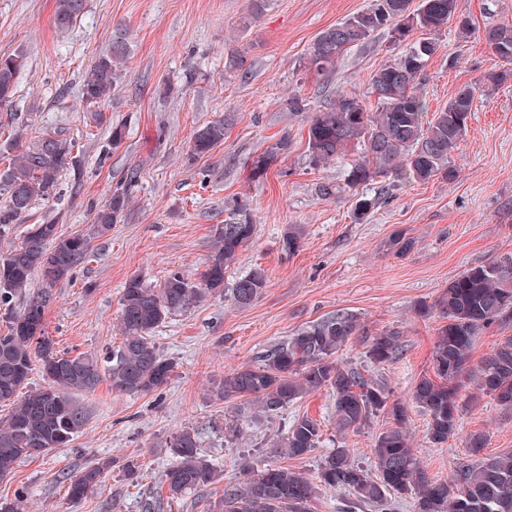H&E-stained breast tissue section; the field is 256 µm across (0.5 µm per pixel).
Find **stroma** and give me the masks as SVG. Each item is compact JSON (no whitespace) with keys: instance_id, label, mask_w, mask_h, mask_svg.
I'll return each mask as SVG.
<instances>
[{"instance_id":"obj_1","label":"stroma","mask_w":512,"mask_h":512,"mask_svg":"<svg viewBox=\"0 0 512 512\" xmlns=\"http://www.w3.org/2000/svg\"><path fill=\"white\" fill-rule=\"evenodd\" d=\"M371 0H88L72 30L58 34L55 0H0V56L24 51L12 103L0 108V144L15 136L59 133L73 139L75 162L61 174L59 203L36 202L25 223L0 238V252L18 244L28 225L55 219L58 231L92 235L91 256L71 279L53 288L44 315L58 350L98 358L123 338L120 299L133 276L160 286L178 271L190 281L216 249L214 229L234 203L245 204L255 226L252 242L226 271V283L263 269L267 286L246 307L229 294L207 296L169 316L152 333L160 354L174 364L167 385L126 393L101 381L84 394L89 421L67 447L21 459L0 480V502H21L24 512H224L226 483H245L257 470L285 467L317 479L337 445L373 469L377 436L393 427L379 415L357 430L336 429L334 396L322 387L275 414L248 399L224 400L216 391L230 370L254 364L302 328L343 310L355 314L361 335L337 353L340 363L383 386L406 411L405 428L427 475L448 482L468 459V438L481 433L489 454L512 452V410L471 385L459 391L458 428L448 442L427 436V416L412 398L416 382L432 371V351L445 320L435 301L466 268L512 255V77L495 89L480 77L502 69L484 40L486 26L512 22V0H457L474 22L459 37L455 23L436 32L439 48L420 86L428 112L447 104L464 84L476 85L467 132L451 154L454 179L426 183L379 177L357 191L324 198L320 183H339L344 161L313 166L307 127L311 113L347 95L373 108L370 78L400 55L403 44L387 30L345 51L332 69L316 72L308 50L324 30L367 10ZM128 35L129 55L112 100L99 111L82 100L83 79L115 29ZM241 55L246 71L233 69ZM308 109L291 112L288 95ZM234 120L209 154L190 152L196 130L224 114ZM126 127L119 147L112 124ZM287 141L267 174L250 175L252 159ZM132 178L131 205L102 235L95 211L118 182ZM376 205L355 220L360 196ZM300 233L286 251L289 229ZM411 247L397 252L396 235ZM431 305L428 316L415 313ZM396 329L404 351L391 362H371L367 337ZM316 419L323 441L291 458L279 443L295 419ZM195 432L202 454L223 479L180 497L170 495L165 473L176 458L177 433ZM107 468L97 488L71 502L66 479L87 465Z\"/></svg>"}]
</instances>
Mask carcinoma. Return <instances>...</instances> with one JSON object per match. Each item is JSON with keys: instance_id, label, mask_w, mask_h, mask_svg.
Returning <instances> with one entry per match:
<instances>
[{"instance_id": "cac0c4a2", "label": "carcinoma", "mask_w": 512, "mask_h": 512, "mask_svg": "<svg viewBox=\"0 0 512 512\" xmlns=\"http://www.w3.org/2000/svg\"><path fill=\"white\" fill-rule=\"evenodd\" d=\"M409 0H373L371 8L325 31L308 52V64L316 71L333 67L349 48L367 42L383 28L392 39L407 36L414 29L439 31L457 19L458 35L471 32L472 20L456 14L457 0H420L408 11ZM87 0H55L53 24L68 32L84 14ZM487 45L509 65L503 71L483 76L493 87L512 75V23L485 29ZM126 35L114 32L108 50L95 56L82 86V99L89 106L109 100L121 78L127 56ZM437 52L432 39L409 46L403 54L381 66L371 77L378 99L369 111L356 99L341 96L336 103L313 114L307 129L311 161L327 163L345 156L348 146L362 144L361 155L346 162L344 187L357 189L381 175L402 181L427 182L436 176L448 180L455 170L448 158L466 133L472 112L474 88L460 86L448 104L428 114L419 91V79L430 57ZM26 54L19 51L0 57V105L14 97ZM231 118L217 119L200 127L191 141V153L203 156L224 141ZM288 143L280 141L250 163L253 177L266 174ZM11 154L0 169V237L22 223L37 200L57 196L61 172L73 163L75 142L59 135H45L27 143L16 136L3 146ZM130 203L129 189L116 186L97 211V232L106 233L124 216ZM247 208L239 204L229 219L216 228L217 251L202 272L199 288L179 271L171 272L159 289L139 277L129 278L121 297L124 340L107 355V368L85 355L71 356L56 350L55 341L44 326L52 288L70 278L86 262L91 238L85 234L58 235L50 219L27 230L22 241L0 253V310L8 316L6 333H0V404H13L12 413L0 426V479L8 477L21 459L35 453L66 446L89 419L88 409L78 399L82 392L95 390L107 375L117 392H151L168 383L174 363L160 354L151 334L168 316L189 309L212 293L224 292L226 270L237 260L240 249L253 238ZM41 276L34 289L33 274ZM267 278L254 269L237 278L231 286L233 302L245 307L266 288ZM446 319L437 334L433 351L435 378L423 377L412 397L428 415V436L442 444L455 433L459 406L458 389L465 382L492 397L500 406L512 408V336L470 369L471 352L477 334L497 322L512 321V264L489 262L471 266L448 283L433 305H419L426 316L430 307ZM360 330L357 317L338 311L307 326L279 347L268 351L252 365L241 366L224 376L220 394L226 400L248 398L259 411L279 412L309 390L329 388L335 396L336 425L346 432L367 424L387 412L396 426L380 433L373 448L376 475L356 464L350 449L337 447L322 462L319 483L345 489L375 512H387L391 495H414L415 512H512V453L483 455L484 436L468 439L471 462H460L452 483L429 478L403 430L404 407L390 401L380 385L367 383L361 373L336 360V353ZM404 351L401 332L384 331L367 341V355L374 363L396 360ZM45 384L29 386L34 370ZM322 432L316 420H296L283 437L280 448L292 457L306 455L319 447ZM170 448L176 464L165 474L170 492L182 495L218 480L219 472L200 452L196 435L178 433ZM107 469L95 463L70 477L68 496L78 502L100 483ZM315 486L302 474L284 467H269L246 484L224 487L225 512H309Z\"/></svg>"}]
</instances>
